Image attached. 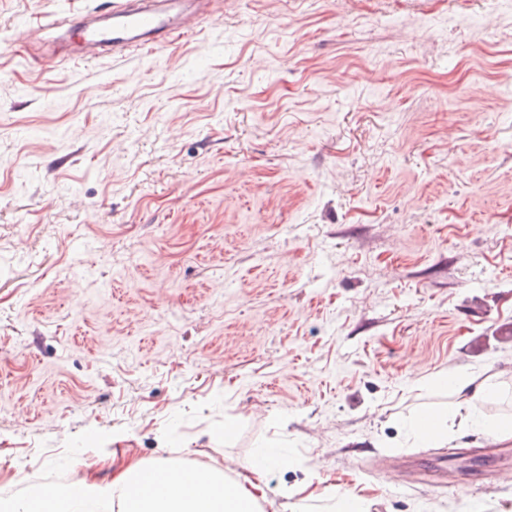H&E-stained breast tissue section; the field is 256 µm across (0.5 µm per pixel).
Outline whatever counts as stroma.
<instances>
[{
  "instance_id": "35a3bbf8",
  "label": "stroma",
  "mask_w": 512,
  "mask_h": 512,
  "mask_svg": "<svg viewBox=\"0 0 512 512\" xmlns=\"http://www.w3.org/2000/svg\"><path fill=\"white\" fill-rule=\"evenodd\" d=\"M93 2L0 0V497L272 447L262 512L309 469L307 512H512V439L404 426L454 370L512 418V0H221L76 65ZM338 503H341V508H336V512H371L374 501L361 491H351L342 496Z\"/></svg>"
}]
</instances>
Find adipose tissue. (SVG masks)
Wrapping results in <instances>:
<instances>
[{"mask_svg": "<svg viewBox=\"0 0 512 512\" xmlns=\"http://www.w3.org/2000/svg\"><path fill=\"white\" fill-rule=\"evenodd\" d=\"M446 385L456 398L448 413L427 412L412 417L408 427L423 442L441 439L453 427H473L495 435L512 438V424L480 421L471 413V402L489 393L486 381L471 374H452ZM288 457L277 449L263 451L260 462L247 466L236 478L211 470L176 468L163 463L154 465L151 485L143 486L139 477L145 468L132 460L113 472L109 483L81 479L65 490L38 489L23 499H0V512H258L263 485L276 470L291 467Z\"/></svg>", "mask_w": 512, "mask_h": 512, "instance_id": "1", "label": "adipose tissue"}]
</instances>
